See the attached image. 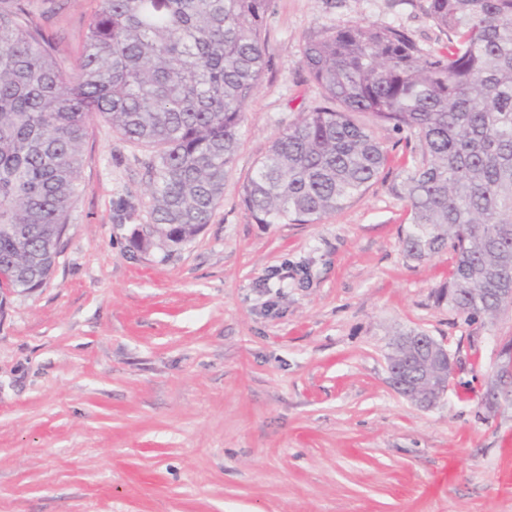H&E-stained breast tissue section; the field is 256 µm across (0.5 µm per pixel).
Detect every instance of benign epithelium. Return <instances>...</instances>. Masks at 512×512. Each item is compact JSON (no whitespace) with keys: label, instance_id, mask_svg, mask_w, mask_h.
<instances>
[{"label":"benign epithelium","instance_id":"1","mask_svg":"<svg viewBox=\"0 0 512 512\" xmlns=\"http://www.w3.org/2000/svg\"><path fill=\"white\" fill-rule=\"evenodd\" d=\"M450 358L448 350L438 341L429 338L420 343L417 355V370L411 376L402 375V369L395 364V356H388V372L391 384L411 402L421 407L433 406L447 391L453 367L444 372L434 369L433 361ZM504 396L512 400V344L505 343L501 348V361L497 366L494 380L485 393L487 401L492 402Z\"/></svg>","mask_w":512,"mask_h":512}]
</instances>
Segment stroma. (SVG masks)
I'll use <instances>...</instances> for the list:
<instances>
[{"mask_svg": "<svg viewBox=\"0 0 512 512\" xmlns=\"http://www.w3.org/2000/svg\"><path fill=\"white\" fill-rule=\"evenodd\" d=\"M99 0L47 27L77 57ZM403 27L448 41L428 0H269L267 67L211 221L191 241L136 247L150 208L144 150L91 121L82 192L49 279L0 304V512H512V403L483 394L512 341L438 302L452 259H409L391 184L419 144L372 128L389 162L318 224H259L242 186L316 105L301 61L323 28ZM444 343L447 394L391 386L393 331Z\"/></svg>", "mask_w": 512, "mask_h": 512, "instance_id": "obj_1", "label": "stroma"}]
</instances>
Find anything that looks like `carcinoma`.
<instances>
[{
    "mask_svg": "<svg viewBox=\"0 0 512 512\" xmlns=\"http://www.w3.org/2000/svg\"><path fill=\"white\" fill-rule=\"evenodd\" d=\"M0 0V290L53 269L101 117L142 161L152 234L178 246L224 195L244 111L265 69L268 0H101L83 51L60 55L58 0ZM444 52L391 25L326 27L302 63L321 101L274 139L242 189L259 224H317L362 196L387 162L352 114L407 131L422 152L392 191L409 210L406 256H453L440 299L493 321L512 286V0H429Z\"/></svg>",
    "mask_w": 512,
    "mask_h": 512,
    "instance_id": "carcinoma-1",
    "label": "carcinoma"
}]
</instances>
